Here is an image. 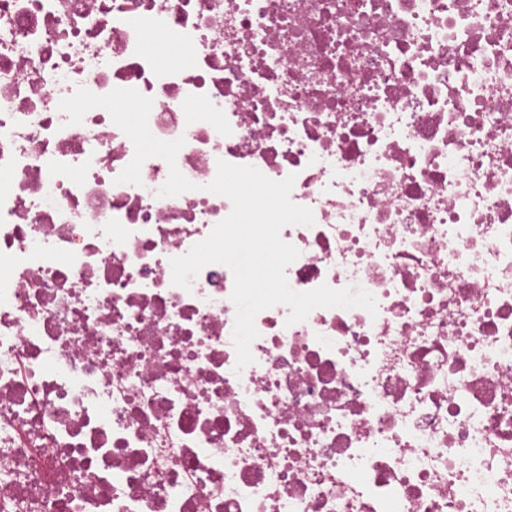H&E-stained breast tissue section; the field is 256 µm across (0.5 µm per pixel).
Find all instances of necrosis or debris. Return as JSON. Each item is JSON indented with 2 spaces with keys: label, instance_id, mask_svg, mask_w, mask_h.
<instances>
[{
  "label": "necrosis or debris",
  "instance_id": "1",
  "mask_svg": "<svg viewBox=\"0 0 512 512\" xmlns=\"http://www.w3.org/2000/svg\"><path fill=\"white\" fill-rule=\"evenodd\" d=\"M153 100L169 169L78 88ZM294 176L293 290L170 260ZM0 512H512V0H0Z\"/></svg>",
  "mask_w": 512,
  "mask_h": 512
}]
</instances>
